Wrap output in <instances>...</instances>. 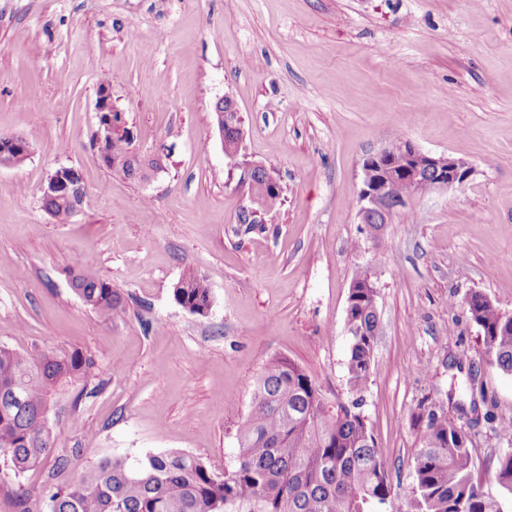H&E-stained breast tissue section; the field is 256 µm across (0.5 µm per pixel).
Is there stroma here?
Here are the masks:
<instances>
[{"mask_svg": "<svg viewBox=\"0 0 512 512\" xmlns=\"http://www.w3.org/2000/svg\"><path fill=\"white\" fill-rule=\"evenodd\" d=\"M129 149L160 156L145 181L91 145L101 80ZM231 96L249 160L283 190L263 229L239 216L213 106ZM404 135L466 163L458 188L410 197L380 230L358 215L363 160ZM32 148L0 167V345L80 350L98 393L56 397L54 451L79 475L103 458L177 449L223 470L273 356L347 399V296L376 277L379 328L362 407L407 512L427 399L466 433L491 493L512 422V375L487 364L464 301L512 314V0H0V136ZM88 196L69 223L42 207L59 167ZM92 268L124 313L102 320L73 292ZM207 280L212 307L173 297Z\"/></svg>", "mask_w": 512, "mask_h": 512, "instance_id": "35a3bbf8", "label": "stroma"}]
</instances>
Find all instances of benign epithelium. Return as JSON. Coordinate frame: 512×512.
Returning <instances> with one entry per match:
<instances>
[{
	"label": "benign epithelium",
	"instance_id": "1",
	"mask_svg": "<svg viewBox=\"0 0 512 512\" xmlns=\"http://www.w3.org/2000/svg\"><path fill=\"white\" fill-rule=\"evenodd\" d=\"M224 107V114L217 121L219 139H224L225 129L237 124L238 108L231 96L226 95L217 100ZM97 117L112 111V89L106 85L99 90L95 102ZM124 135L122 125L113 123L98 131L94 147L104 164L110 162V152L106 148L107 139L117 144V138ZM386 149L369 155L362 164V188L358 196L359 217L368 214L377 217L378 222L387 224L398 208L403 206L402 199L391 192L393 171L391 159L385 156ZM31 154V145L18 135L0 138V166H15L23 163ZM400 172L410 182L419 187V191L447 190L455 188L468 178L470 168L462 161L447 156H434L424 153L407 144L403 149ZM87 195L86 186L76 180L68 167H59L48 175L42 187V202L66 199L72 214L81 211Z\"/></svg>",
	"mask_w": 512,
	"mask_h": 512
}]
</instances>
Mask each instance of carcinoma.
<instances>
[{
    "mask_svg": "<svg viewBox=\"0 0 512 512\" xmlns=\"http://www.w3.org/2000/svg\"><path fill=\"white\" fill-rule=\"evenodd\" d=\"M115 166L130 179L145 178L143 163L121 149ZM250 194L264 211L283 201L281 186L262 169L251 175ZM47 206L61 224L72 217L66 201ZM370 283L372 271L362 268L349 289L346 401L329 400L298 364L275 357L254 383L236 455L223 472L208 469L193 454L166 450L131 462L103 459L75 479L60 455L52 480L10 494L12 512H391L392 484L362 412L379 323L378 291ZM178 284L173 296L182 306L211 307L205 278L189 275ZM71 287L104 320L125 311L112 284L90 269L74 275ZM465 304L482 330L487 362L512 374V314L480 292ZM93 369L92 358L79 350L34 357L0 346V457L14 476L41 467L53 450L43 417L48 396L72 383L79 402L95 392L89 388ZM411 425L421 446L412 461L409 512H508L512 448L497 458L495 480L502 494L494 496L475 475L471 441L448 421L444 402L419 405Z\"/></svg>",
    "mask_w": 512,
    "mask_h": 512,
    "instance_id": "carcinoma-1",
    "label": "carcinoma"
}]
</instances>
